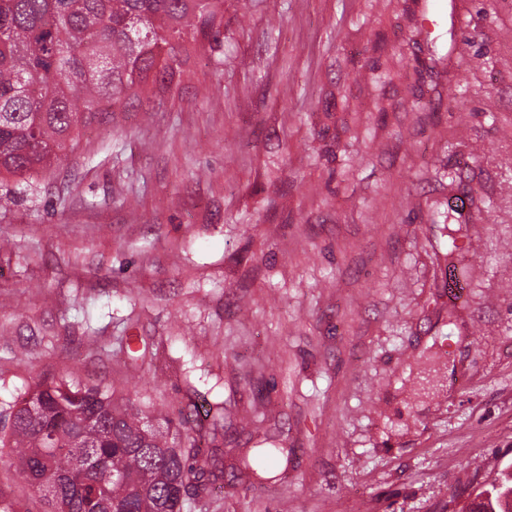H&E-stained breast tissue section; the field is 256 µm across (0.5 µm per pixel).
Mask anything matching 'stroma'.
Segmentation results:
<instances>
[{
    "label": "stroma",
    "mask_w": 512,
    "mask_h": 512,
    "mask_svg": "<svg viewBox=\"0 0 512 512\" xmlns=\"http://www.w3.org/2000/svg\"><path fill=\"white\" fill-rule=\"evenodd\" d=\"M455 2L457 24L437 0H224L170 89L12 189L0 411L71 372L143 410L223 400L224 476L184 512H458L490 484L512 462V0ZM261 448L278 468L242 472ZM0 499L44 510L5 457Z\"/></svg>",
    "instance_id": "stroma-1"
}]
</instances>
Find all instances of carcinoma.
<instances>
[{
  "label": "carcinoma",
  "mask_w": 512,
  "mask_h": 512,
  "mask_svg": "<svg viewBox=\"0 0 512 512\" xmlns=\"http://www.w3.org/2000/svg\"><path fill=\"white\" fill-rule=\"evenodd\" d=\"M224 35V0H0V181L51 169L93 121L170 86L186 41ZM189 416H153L70 373L9 406L0 450L46 512H183L213 475Z\"/></svg>",
  "instance_id": "cac0c4a2"
}]
</instances>
